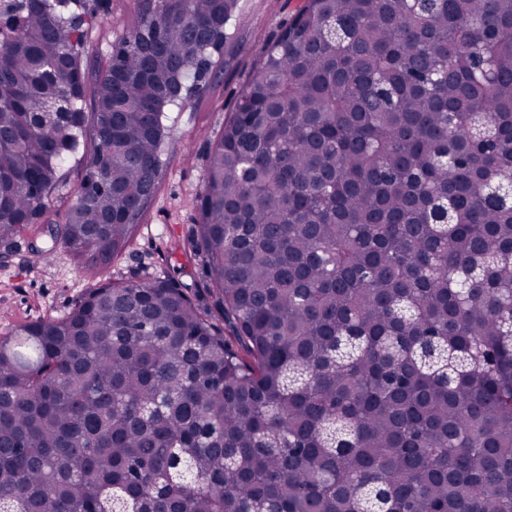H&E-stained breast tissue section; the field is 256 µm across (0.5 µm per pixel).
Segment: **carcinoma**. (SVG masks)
Listing matches in <instances>:
<instances>
[{
  "instance_id": "obj_1",
  "label": "carcinoma",
  "mask_w": 512,
  "mask_h": 512,
  "mask_svg": "<svg viewBox=\"0 0 512 512\" xmlns=\"http://www.w3.org/2000/svg\"><path fill=\"white\" fill-rule=\"evenodd\" d=\"M141 2L93 73L102 0H0V244L125 250L237 6ZM197 208L221 320L167 271L0 336V512H512V0H304ZM91 129L87 125L84 132V149L78 153L70 156L64 163L62 169V182L52 195L49 206L41 219V224H62L69 205L73 201L74 192L79 184L82 176L84 175V168L86 163V149L89 148L91 139Z\"/></svg>"
}]
</instances>
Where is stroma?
<instances>
[{"label":"stroma","mask_w":512,"mask_h":512,"mask_svg":"<svg viewBox=\"0 0 512 512\" xmlns=\"http://www.w3.org/2000/svg\"><path fill=\"white\" fill-rule=\"evenodd\" d=\"M105 3L86 38L87 62L93 70L106 62L113 44L128 34L140 8L139 0ZM301 4L302 0H238V9L225 27L224 51L216 57L215 74L165 117L169 134L158 188L122 256L108 264L82 265L58 249L41 261L32 249L43 246L44 240L33 236L6 248L0 246V334L62 316L88 288L100 282L131 276L150 278L172 267L191 298L209 303L204 264L191 246L198 219L195 198L203 185L209 147L223 130L225 118L233 112L265 47L276 40ZM85 163L82 152L66 160L44 223L64 221Z\"/></svg>","instance_id":"obj_1"}]
</instances>
